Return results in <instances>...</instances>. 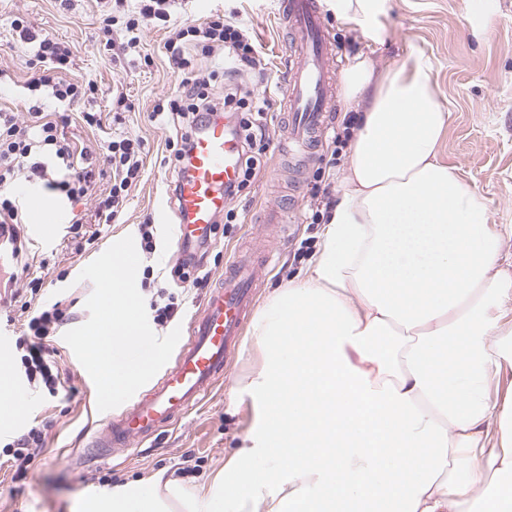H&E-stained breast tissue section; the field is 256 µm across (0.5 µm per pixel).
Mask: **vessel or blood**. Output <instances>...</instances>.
Listing matches in <instances>:
<instances>
[{"instance_id": "obj_1", "label": "vessel or blood", "mask_w": 512, "mask_h": 512, "mask_svg": "<svg viewBox=\"0 0 512 512\" xmlns=\"http://www.w3.org/2000/svg\"><path fill=\"white\" fill-rule=\"evenodd\" d=\"M276 19L294 33L293 48L300 57L286 77L283 130L294 147L291 159L301 161L325 132L333 110L332 52L316 0H278ZM240 164L238 149L229 141L223 120L200 127L176 206L179 221L172 228L173 249L183 250L193 239L210 234L227 205L224 188L236 180ZM25 207L34 238L44 244L54 242L61 223L58 205L32 195ZM258 289L254 264L245 254H237L224 269L223 285L191 318L174 365L147 393L132 400L121 414L108 415L96 430L90 444L96 456L134 439H152L178 423L211 392L229 370L231 354L240 342Z\"/></svg>"}]
</instances>
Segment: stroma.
<instances>
[{
  "instance_id": "1",
  "label": "stroma",
  "mask_w": 512,
  "mask_h": 512,
  "mask_svg": "<svg viewBox=\"0 0 512 512\" xmlns=\"http://www.w3.org/2000/svg\"><path fill=\"white\" fill-rule=\"evenodd\" d=\"M101 0H75L66 11L59 0H0V109L28 121L27 102L41 98L45 112L58 106L47 91L30 92L27 81L36 68L14 27L23 20L33 33H50L68 45L72 64L63 77L91 81L98 88L92 102L79 101L68 109L65 129L75 148L93 155L92 189L65 211L67 219L58 238L49 245L32 247L26 266L12 262L0 250V315H10L6 328L18 337L27 320L21 306L29 301V281L42 280L40 297L61 302L70 315L68 328L84 324L89 313L85 302L92 292L89 281L78 275L111 244L125 236L139 237L146 218H156V249L141 255L137 288L144 299L165 289L179 306L174 323L153 325L160 337L174 326H187L198 313L206 289L180 287L166 282L165 269L177 260L170 246V225L160 223L169 208L163 196L166 183L175 176L167 148L174 127L150 121L159 99L171 95L182 76L167 60V30L143 24L139 33L142 55L124 51L121 27L105 31ZM475 13L471 0H386L379 28L349 26L330 12H322L334 50L335 72H343L358 55L376 67L400 64L410 53L424 52L432 66L440 99L451 111L442 140V157L459 167L464 181L486 201L490 220L512 226V0H484ZM276 0H210L211 14H236L261 45L268 83L279 82L286 55L285 34L276 21ZM111 37L108 55L96 50L99 40ZM268 83L254 86L256 96L267 95ZM127 95L131 108L112 102L116 93ZM100 113V126L81 120L85 111ZM344 101H337L327 131L310 161L295 169L284 164L277 147H270L267 161L257 176L231 201L236 222L216 225L209 247L210 280L224 273V260L236 249L272 251L274 264L259 268V303H266L275 286L307 267L319 246V231L327 218L325 192L337 191L338 175L349 145L335 142L342 130ZM142 139L143 166L139 178L111 223H100L97 200L112 184L103 172L99 148L112 136ZM289 202L296 210L295 223L283 227L264 220L263 208ZM59 362L70 380L57 396L29 390L19 418L0 427V439L29 428H40L45 445L32 459L28 471L14 477L9 462L0 463V512H79L85 497L111 492L113 487L135 482L163 471L190 485L211 480L224 467V457L244 439L253 419V406L240 394L239 381L256 365L250 334H243L227 379L222 380L203 404L181 423L161 432L153 441L131 442L101 461H83L79 454L103 414L96 406V390L63 337H56Z\"/></svg>"
}]
</instances>
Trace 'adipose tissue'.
<instances>
[{"instance_id": "obj_1", "label": "adipose tissue", "mask_w": 512, "mask_h": 512, "mask_svg": "<svg viewBox=\"0 0 512 512\" xmlns=\"http://www.w3.org/2000/svg\"><path fill=\"white\" fill-rule=\"evenodd\" d=\"M325 2L348 25L384 12ZM341 91L358 127L313 260L254 322L242 447L207 485L159 473L81 512H512V399L489 390L512 366L503 232L441 157L423 53L357 56Z\"/></svg>"}]
</instances>
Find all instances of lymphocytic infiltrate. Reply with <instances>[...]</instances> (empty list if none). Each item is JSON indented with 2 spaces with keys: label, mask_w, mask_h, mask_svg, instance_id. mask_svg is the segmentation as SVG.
Listing matches in <instances>:
<instances>
[{
  "label": "lymphocytic infiltrate",
  "mask_w": 512,
  "mask_h": 512,
  "mask_svg": "<svg viewBox=\"0 0 512 512\" xmlns=\"http://www.w3.org/2000/svg\"><path fill=\"white\" fill-rule=\"evenodd\" d=\"M114 2L126 18L127 48L138 47L142 22H159L169 28L165 43L168 59L174 68L184 73L175 94L158 102L150 114L151 120L171 122L179 127L172 148L176 177L166 187L168 199L178 196L179 176L189 162L196 129L216 114L233 119L231 136L240 147L242 164L238 180L225 187L224 195L230 200L237 198L255 177L262 162L261 150L271 141L266 118L270 100L255 97L247 84L237 80L243 73L258 78L264 75L262 53L249 29L236 18L221 15L208 17L196 25L172 23L170 0ZM27 42L32 60L43 65L41 74L31 78L30 90L48 88L57 101L67 105L94 97L97 92L94 83L62 78V70L70 63L69 48L49 34L28 37ZM219 54L230 63L232 78L224 84L223 103L217 104L211 97L209 79L194 76L193 70L195 57L212 58ZM28 111L35 122L25 126L19 125L10 113H0V224L10 227L5 245L12 258L19 262L27 257V242L21 237L20 228L28 218L24 203L15 191L18 174L29 171L44 181L47 188L69 200L87 194L91 177L89 171L78 170L75 152L61 137L58 122L41 121L40 101H33ZM140 147V142L128 137L110 139L102 147L103 162L112 172L109 193L99 199L97 205L103 223L111 222L128 187L140 172ZM208 246V241L204 240L183 250L169 269V279L175 283L188 282L196 288L204 287L207 277L202 270ZM67 320L65 311L58 305H51L31 315L23 335L16 340L17 348L22 351L20 360L29 386L52 396L58 394L62 377L48 340Z\"/></svg>",
  "instance_id": "lymphocytic-infiltrate-1"
}]
</instances>
